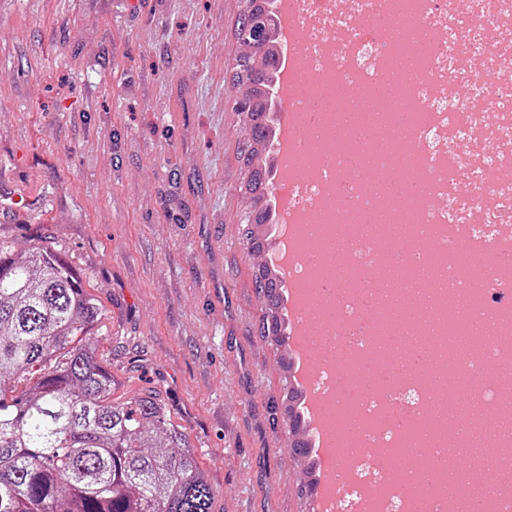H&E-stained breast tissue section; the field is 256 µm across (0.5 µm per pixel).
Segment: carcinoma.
Masks as SVG:
<instances>
[{
	"instance_id": "carcinoma-1",
	"label": "carcinoma",
	"mask_w": 512,
	"mask_h": 512,
	"mask_svg": "<svg viewBox=\"0 0 512 512\" xmlns=\"http://www.w3.org/2000/svg\"><path fill=\"white\" fill-rule=\"evenodd\" d=\"M268 0H242L236 24V97L248 101L244 190L259 336L287 347L267 248L273 23L256 29ZM102 306L67 254L35 243L16 253L0 237V512H212L214 490L186 434L150 391L112 399V372L97 358ZM22 390H17V384ZM298 395L270 403L272 425L299 422Z\"/></svg>"
}]
</instances>
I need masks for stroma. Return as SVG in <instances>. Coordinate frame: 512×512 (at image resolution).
<instances>
[{
    "label": "stroma",
    "instance_id": "stroma-1",
    "mask_svg": "<svg viewBox=\"0 0 512 512\" xmlns=\"http://www.w3.org/2000/svg\"><path fill=\"white\" fill-rule=\"evenodd\" d=\"M240 0H0V234L87 276L115 398L158 393L212 512H312L243 243ZM19 202L7 205L10 196Z\"/></svg>",
    "mask_w": 512,
    "mask_h": 512
}]
</instances>
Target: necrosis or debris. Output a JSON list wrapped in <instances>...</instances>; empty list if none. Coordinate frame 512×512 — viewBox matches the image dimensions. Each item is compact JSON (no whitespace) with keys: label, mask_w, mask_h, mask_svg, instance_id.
<instances>
[{"label":"necrosis or debris","mask_w":512,"mask_h":512,"mask_svg":"<svg viewBox=\"0 0 512 512\" xmlns=\"http://www.w3.org/2000/svg\"><path fill=\"white\" fill-rule=\"evenodd\" d=\"M392 0H293L304 20L300 39L302 59L318 90H330L347 82L366 94L350 106L366 113L371 130L392 127L393 117L373 110L369 91L381 88L383 65L393 48L392 31L380 28L377 16L391 12ZM418 24L433 34L426 50L425 73L413 85L415 107L423 112L408 141L409 148L428 162L423 181L426 204L419 223L410 225L407 246L414 261L433 263V285L439 293L474 288L483 309L512 314V265L484 260L486 245L496 240L497 227L512 221V81L487 86L486 67L512 69V0H473L463 10L460 0H411ZM384 182V193L395 195L389 176L399 167L391 154L375 152L373 139L362 141L360 154L350 151H316V176L297 175L293 180L294 213L304 216L314 199H321L336 220L349 209L366 213L379 209L381 197L364 184L363 159ZM436 224H463L462 241L445 242L430 235ZM335 268L347 269L363 279L375 272L372 243L365 236L336 238ZM467 246L483 269L479 281L461 276L448 266V252ZM376 292L340 291L334 299L336 328L323 336L320 387L332 394L336 410L352 415L358 432L351 438L357 457L348 458L346 480L340 491L345 501L358 492L384 495L392 512H404L403 492H411L423 504L422 512H448L459 492L442 477L447 448L465 445L463 430L447 415L435 414L421 385L404 377L392 378L378 391L371 364L392 367L396 349L376 334L369 321ZM499 363L489 345H477L470 359V378L479 382L483 403L482 422L496 447L512 448V432L501 429L503 415L496 410V395L486 373ZM430 418L431 429L419 436L415 453L427 457L428 467H411L391 473L369 464L370 450L391 444L400 421L420 423Z\"/></svg>","instance_id":"necrosis-or-debris-1"}]
</instances>
